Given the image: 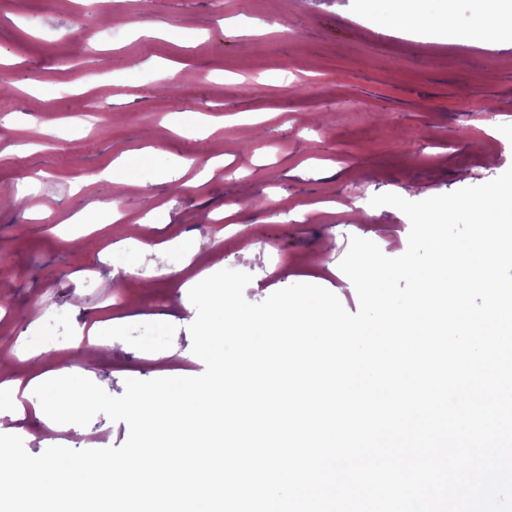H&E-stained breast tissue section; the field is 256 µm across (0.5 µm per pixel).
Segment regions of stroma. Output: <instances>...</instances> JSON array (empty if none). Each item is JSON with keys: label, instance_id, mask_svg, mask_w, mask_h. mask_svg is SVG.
Here are the masks:
<instances>
[{"label": "stroma", "instance_id": "35a3bbf8", "mask_svg": "<svg viewBox=\"0 0 512 512\" xmlns=\"http://www.w3.org/2000/svg\"><path fill=\"white\" fill-rule=\"evenodd\" d=\"M61 0H0V48L14 66L0 75V200L28 187L58 201L31 214L0 207V356L22 376H85L107 393L126 379L196 376V317L188 293L200 272L235 263L252 280L251 302L296 283L333 292L357 312L339 263L350 236L403 254L410 222L391 206L355 201L400 193L410 201L483 184L512 167V149L489 158V123L512 125V61L505 44L449 41L445 20L469 29L475 14L512 13V0H441L421 22L393 0H143L131 21L113 18L84 39L76 6ZM165 23L151 47L130 25ZM377 41H367V34ZM101 43L99 76L82 65ZM150 49L148 60L128 65ZM176 63L160 76L157 66ZM303 93H295V86ZM100 107L83 110L86 98ZM492 121L474 118V109ZM205 113V135L178 134ZM224 166L207 175V161ZM127 159L114 172L118 159ZM120 184H112V175ZM151 187L143 205L129 186ZM335 207L324 206L325 198ZM135 215L117 248L98 204ZM96 211L99 227L74 223ZM227 224L212 223L215 212ZM224 258L209 260L212 237ZM132 275H125V268ZM45 352L24 353L27 336ZM0 433L39 455L121 446L126 423L97 415L89 425L48 424L33 392Z\"/></svg>", "mask_w": 512, "mask_h": 512}]
</instances>
